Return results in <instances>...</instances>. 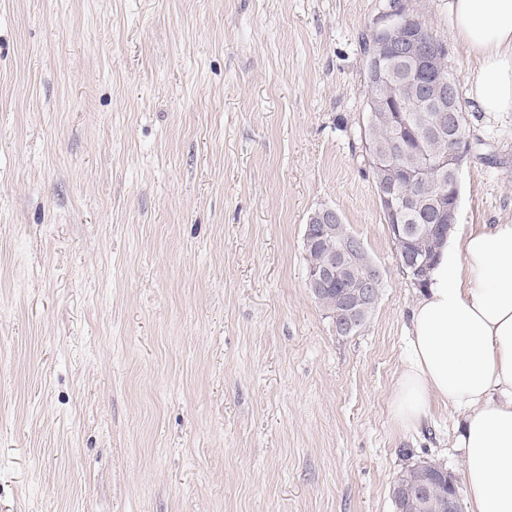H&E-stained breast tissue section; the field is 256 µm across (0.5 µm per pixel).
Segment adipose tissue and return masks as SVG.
I'll list each match as a JSON object with an SVG mask.
<instances>
[{"mask_svg": "<svg viewBox=\"0 0 512 512\" xmlns=\"http://www.w3.org/2000/svg\"><path fill=\"white\" fill-rule=\"evenodd\" d=\"M448 9L475 62L468 98L487 114L512 112V0ZM436 401L463 413L467 512H512V224L452 232L412 308L391 414L414 431Z\"/></svg>", "mask_w": 512, "mask_h": 512, "instance_id": "1", "label": "adipose tissue"}]
</instances>
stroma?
<instances>
[{"label":"stroma","instance_id":"1","mask_svg":"<svg viewBox=\"0 0 512 512\" xmlns=\"http://www.w3.org/2000/svg\"><path fill=\"white\" fill-rule=\"evenodd\" d=\"M467 86L448 0H409ZM388 0H0V512H394L460 411L392 420L419 291L368 155ZM457 224L512 222V113ZM336 209L383 277L340 337L306 285Z\"/></svg>","mask_w":512,"mask_h":512}]
</instances>
